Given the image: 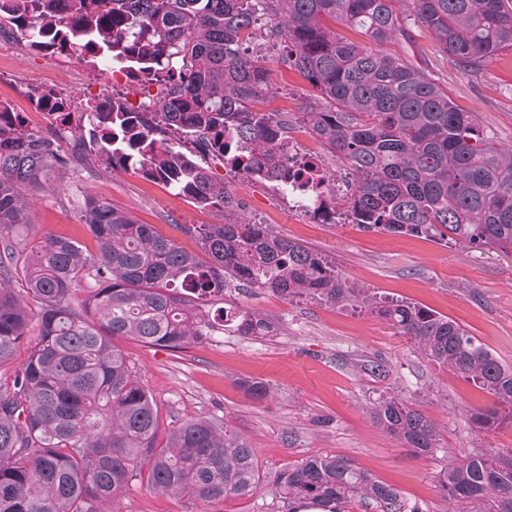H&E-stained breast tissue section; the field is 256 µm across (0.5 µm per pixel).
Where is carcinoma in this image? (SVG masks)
<instances>
[{
    "mask_svg": "<svg viewBox=\"0 0 512 512\" xmlns=\"http://www.w3.org/2000/svg\"><path fill=\"white\" fill-rule=\"evenodd\" d=\"M407 20L477 79L512 53V0H0V35L93 67L106 60L142 97L77 109L69 96L32 88L30 102L53 118L48 133L0 102V365L28 338L32 318L39 327L22 367L0 377V512H113L140 480L204 504L253 495L254 449L222 421L189 419L159 442L158 407L112 343L128 336L177 351L227 329L276 335L270 318L229 296L232 285L369 312L493 399L469 411L473 427L512 424V366L458 322L360 288L322 255L237 216L212 169L244 155L256 181L288 180L293 124L258 109L274 63L316 91L303 122L322 160L351 176L349 194L331 204L352 223L512 252V149L389 48L409 36ZM336 21L363 41L333 31ZM260 36L279 46L277 56L249 52ZM63 133L69 155L56 139ZM75 162L130 170L224 222L178 225L196 241L190 249L88 195L77 217L94 251L70 238H27V188ZM83 283L90 291L76 308ZM373 415L417 455L436 449L432 423L398 398L379 401ZM441 486L456 512H512V452H472L448 465ZM282 493L330 512L356 500L375 512H419L328 455L289 469Z\"/></svg>",
    "mask_w": 512,
    "mask_h": 512,
    "instance_id": "obj_1",
    "label": "carcinoma"
}]
</instances>
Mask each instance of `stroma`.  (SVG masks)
<instances>
[{
  "label": "stroma",
  "instance_id": "stroma-1",
  "mask_svg": "<svg viewBox=\"0 0 512 512\" xmlns=\"http://www.w3.org/2000/svg\"><path fill=\"white\" fill-rule=\"evenodd\" d=\"M393 49L418 61L456 104L475 112L482 125L512 147V60L494 62L482 78H473L423 29ZM31 87L82 101L106 90L122 91L125 85L112 71L29 51L1 36L0 101L30 127L48 130V115L26 95ZM314 102L315 92L302 74L273 68L263 111L288 113L297 122L295 142L317 152L320 143L298 122ZM213 171L228 182L240 212L251 222L335 260L345 277L363 287L448 316L512 366V254L367 231L356 224H317L289 210L280 189L234 176L221 165ZM87 195L133 213L187 248L193 242L181 225L220 220L219 214L200 210L137 174L111 170L92 175L74 166L35 191L33 236H64L94 248L77 217V204ZM235 298L270 317L278 326L276 335L255 339L228 331L182 351L130 338L118 337L114 343L155 398L163 429L191 418H217L254 449L262 476L257 492L208 506L136 482L118 497V512H294L293 502L281 494L279 478L305 458L320 455L343 458L391 485L419 512H448L440 477L450 463L478 450H512L511 425L485 432L468 422L469 410L490 405V397L426 359L381 319L262 290L240 291ZM373 361L387 366V378L365 371ZM245 380L266 383L269 396L250 398L241 387ZM390 394L435 425L439 441L433 454L415 456L373 419L374 403Z\"/></svg>",
  "mask_w": 512,
  "mask_h": 512
}]
</instances>
